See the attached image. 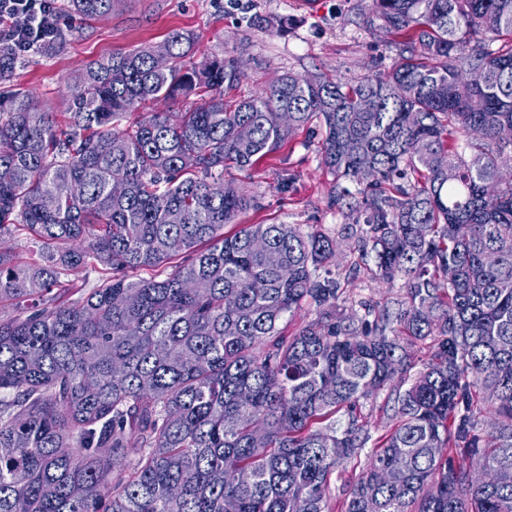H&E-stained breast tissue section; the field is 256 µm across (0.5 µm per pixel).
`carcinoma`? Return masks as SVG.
Masks as SVG:
<instances>
[{
    "instance_id": "1",
    "label": "carcinoma",
    "mask_w": 512,
    "mask_h": 512,
    "mask_svg": "<svg viewBox=\"0 0 512 512\" xmlns=\"http://www.w3.org/2000/svg\"><path fill=\"white\" fill-rule=\"evenodd\" d=\"M362 23L396 61L355 85L288 72L228 101L235 62L194 60L175 29L87 63L66 112L0 103V306L17 310L0 314V512H327L330 475L369 443L343 512H512V0H371ZM25 62L0 44V81ZM178 99L176 120L142 111ZM314 120L324 166L357 186L329 196L341 229L224 232L259 208L224 171ZM340 241L399 297L349 299ZM89 265L101 284L70 300ZM305 304L317 319L285 335ZM385 389L374 439L360 404Z\"/></svg>"
}]
</instances>
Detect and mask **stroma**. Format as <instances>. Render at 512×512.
I'll return each instance as SVG.
<instances>
[{
    "label": "stroma",
    "mask_w": 512,
    "mask_h": 512,
    "mask_svg": "<svg viewBox=\"0 0 512 512\" xmlns=\"http://www.w3.org/2000/svg\"><path fill=\"white\" fill-rule=\"evenodd\" d=\"M369 0H121L111 15L65 33L58 52L31 57L13 76L14 88L34 92L57 112L67 111V88L87 61L156 43L174 29L197 38L199 54L237 60L244 76L226 90L229 99L252 95L278 76L322 74L346 82L387 72L395 53L386 36L361 24ZM318 128L299 131L290 146L269 154L238 183L256 196L259 209L242 224H320L334 230L341 218L329 205L332 175L319 153ZM370 452L344 461L330 477L329 512H342L350 485Z\"/></svg>",
    "instance_id": "1"
}]
</instances>
